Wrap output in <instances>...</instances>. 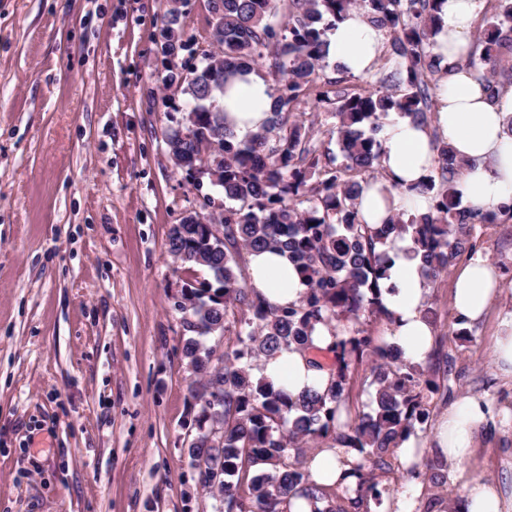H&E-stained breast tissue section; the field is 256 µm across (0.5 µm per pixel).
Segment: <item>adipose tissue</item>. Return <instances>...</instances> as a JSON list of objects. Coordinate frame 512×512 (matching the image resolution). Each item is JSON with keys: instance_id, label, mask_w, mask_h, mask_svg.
I'll list each match as a JSON object with an SVG mask.
<instances>
[{"instance_id": "obj_1", "label": "adipose tissue", "mask_w": 512, "mask_h": 512, "mask_svg": "<svg viewBox=\"0 0 512 512\" xmlns=\"http://www.w3.org/2000/svg\"><path fill=\"white\" fill-rule=\"evenodd\" d=\"M487 5L488 0H445L442 5L443 24L435 37L434 52L450 69L437 91L434 122L429 127L419 126L400 117L385 127L382 165L387 178L364 189L357 205L361 223L377 226L400 211H426V199L409 194L408 189L434 169L432 137L436 134L468 163L459 188L470 206L486 212L512 206V86L490 95L476 71L462 64L472 52L471 33ZM384 40L383 29L370 23L362 11L352 10L331 30L326 56L343 71L363 75L374 68ZM215 101L228 126L242 137L257 132L268 121L273 90L261 75L250 71L237 75ZM389 257L380 295L392 317L385 340L419 363L432 347L433 331L423 312L427 284L410 239L396 240ZM248 273L253 293L274 307L299 303L307 291L287 255L276 251L249 254ZM498 292L497 271L486 259L475 256L460 262L452 291L458 325L467 327L481 320ZM260 374L296 397L310 389H324L330 370L313 366L309 352L290 348L266 359ZM495 416L487 399L466 396L451 404L438 420L434 444L448 466L449 477L463 489L461 512H512V493L507 490L512 469L502 471L493 481L476 477L472 471L481 430L494 422ZM347 457L342 448L317 449L309 463L312 480L320 486H353Z\"/></svg>"}]
</instances>
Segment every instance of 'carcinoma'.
<instances>
[{
	"mask_svg": "<svg viewBox=\"0 0 512 512\" xmlns=\"http://www.w3.org/2000/svg\"><path fill=\"white\" fill-rule=\"evenodd\" d=\"M274 0H206L216 17L217 45L201 57V75L184 83L169 71L166 85L189 96L192 137L179 136L174 121L164 136L176 169L195 178L193 165L209 164L224 198L223 237L212 231L207 216L197 224H174L167 253L194 273L181 288L179 310L187 335L182 346L186 365L197 374L191 390L199 432L188 454L198 466V484L222 499V512H290V498L324 502L316 512H368L369 500H381L401 479L425 477L440 485L438 460L403 462L395 456L402 441L425 430L431 400L441 384L434 363L444 356L443 343L423 363L402 349L377 344L361 327L364 318H391L379 300L385 276L386 246L408 236L420 254L426 282L456 264L465 250L475 252L476 221L492 224L497 214L464 201L459 175L466 163L442 140H435V168L411 191L429 199L428 211L402 212L378 227L362 224L357 201L364 185L386 178L381 165L382 120L394 111L428 124L430 85L445 75L432 52L439 30L441 0H288L277 17ZM363 11L390 37L396 67L360 91L317 90L324 69L325 35L345 14ZM494 13L496 21L480 32L479 58L466 64L479 70L490 93L504 85L503 65L512 54V3ZM278 85L264 129L240 139L225 125L224 112L212 107L213 91L237 72L258 69ZM336 118V140L345 163L313 142V124L290 120L292 109L310 95ZM308 203L302 207V203ZM278 249L288 254L307 292L296 305L272 307L247 288L242 253ZM203 271L200 280L196 273ZM323 324L336 338V364L324 391L292 398L257 376L264 358L282 348L307 350L315 326ZM224 329V366L207 370L214 349L202 338L209 329ZM364 372L373 389L371 410L352 412L349 387ZM221 394V413H208L209 400ZM220 432L212 433L214 422ZM329 443L355 451L348 462L357 479L355 495L336 484L321 487L311 480L307 454ZM221 472L215 485L209 472Z\"/></svg>",
	"mask_w": 512,
	"mask_h": 512,
	"instance_id": "carcinoma-1",
	"label": "carcinoma"
}]
</instances>
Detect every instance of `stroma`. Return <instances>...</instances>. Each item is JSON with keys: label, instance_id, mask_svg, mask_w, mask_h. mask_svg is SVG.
<instances>
[{"label": "stroma", "instance_id": "1", "mask_svg": "<svg viewBox=\"0 0 512 512\" xmlns=\"http://www.w3.org/2000/svg\"><path fill=\"white\" fill-rule=\"evenodd\" d=\"M166 0H0V512H214L186 448L184 273L171 225L222 190L195 185L162 136L188 98L163 84ZM504 288L457 337L449 275L427 309L454 359L448 396L504 414L475 473L512 465V381L492 368L512 317V217L475 225Z\"/></svg>", "mask_w": 512, "mask_h": 512}]
</instances>
